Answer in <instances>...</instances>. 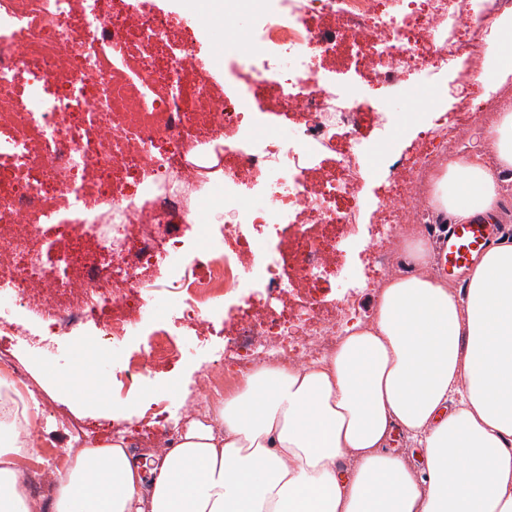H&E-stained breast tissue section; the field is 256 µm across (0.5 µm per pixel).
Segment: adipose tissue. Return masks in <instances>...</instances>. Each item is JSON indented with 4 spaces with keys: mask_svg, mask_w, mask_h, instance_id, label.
<instances>
[{
    "mask_svg": "<svg viewBox=\"0 0 512 512\" xmlns=\"http://www.w3.org/2000/svg\"><path fill=\"white\" fill-rule=\"evenodd\" d=\"M497 196L476 154L434 176L430 204L457 222ZM402 249L411 273L331 354L260 365L212 423L144 461L121 437L80 449L53 470L49 511L19 465L34 447L27 406L0 376V512H512V243L459 290L431 273L423 240ZM396 425L423 446L422 471L384 454Z\"/></svg>",
    "mask_w": 512,
    "mask_h": 512,
    "instance_id": "1",
    "label": "adipose tissue"
}]
</instances>
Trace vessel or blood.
<instances>
[{
	"mask_svg": "<svg viewBox=\"0 0 512 512\" xmlns=\"http://www.w3.org/2000/svg\"><path fill=\"white\" fill-rule=\"evenodd\" d=\"M498 234V224L480 215L447 224L438 238L440 276L460 281L469 278Z\"/></svg>",
	"mask_w": 512,
	"mask_h": 512,
	"instance_id": "b4317fda",
	"label": "vessel or blood"
}]
</instances>
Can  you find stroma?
Masks as SVG:
<instances>
[{
    "instance_id": "1",
    "label": "stroma",
    "mask_w": 512,
    "mask_h": 512,
    "mask_svg": "<svg viewBox=\"0 0 512 512\" xmlns=\"http://www.w3.org/2000/svg\"><path fill=\"white\" fill-rule=\"evenodd\" d=\"M251 27V12L246 8L226 11L222 24L216 26L205 20L198 23L189 67H197L199 58L211 51L214 40L223 39L224 60L210 75L228 95L240 94L244 86L241 66L251 49ZM388 68L385 59L371 62L353 57L331 74L336 82L357 87L360 103L380 112L395 113L398 122L387 132L374 126L359 128V135L372 145L373 152L365 161L363 187L355 200L358 222L339 238L335 252L329 255L328 271L299 284L301 292L334 305L346 294L356 295L360 308L349 318L353 324L370 321L379 297L375 283L382 270L374 257L387 227L379 223L378 217L405 202L404 195L395 189L393 164L413 161L424 132L435 125L439 111L456 108L458 100L449 90L466 77L470 63L467 58H460L454 68L424 87V95L431 103L424 110L403 87L380 83V75ZM505 99L512 101V75L491 80L480 90L475 105L486 112L487 118L464 128L460 155L478 152L485 160H492L490 132L499 120L500 103ZM247 106L250 113L274 127L284 139L306 118L302 112L276 111L275 100L269 95L248 98ZM223 194V186L216 183L193 196L195 220L180 229V256L158 260L149 269V276H178L187 258L201 250L210 237L220 234L224 227ZM265 295V286L253 283L226 296L222 314L214 319L218 335L204 338L198 336L195 326L183 321L179 312L182 294H155L153 314L141 317L137 329L116 345V354L111 358L93 357L84 351L88 335L102 328L103 314L84 319L69 332L55 334L43 327L39 311L15 306L17 336L12 356L21 372L18 387L23 392L35 390L47 398L46 405L29 410L38 439L33 456L23 458V465L31 468L44 464L49 453L65 456L77 450L74 439L57 425L60 417L86 421L98 440L124 435L133 454L145 455L163 442L168 428L177 426L187 405L203 402L216 352H223L228 360L247 356L248 347L234 336L237 322L248 298ZM160 332L167 333L180 348L179 356L173 360L158 362L147 358ZM132 360L141 362L140 371L126 372V365Z\"/></svg>"
}]
</instances>
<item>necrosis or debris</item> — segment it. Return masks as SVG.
Returning <instances> with one entry per match:
<instances>
[{
    "label": "necrosis or debris",
    "mask_w": 512,
    "mask_h": 512,
    "mask_svg": "<svg viewBox=\"0 0 512 512\" xmlns=\"http://www.w3.org/2000/svg\"><path fill=\"white\" fill-rule=\"evenodd\" d=\"M274 14L255 22L257 43L246 60L247 91L281 88L279 109L303 107L307 120L290 139L246 123L238 97L194 75L181 84L178 75L192 48L191 34L179 19L147 9L143 0H115L112 14L77 6L75 0H0V278L12 301L31 297L35 286L64 289L67 277L46 267L47 231L65 210L94 209L77 241L61 247L65 269L80 268L83 294L76 301L48 308L43 321L52 329H70L99 306L112 315L103 335L91 336L93 353L112 352L130 335L131 302H144L160 288L183 292L181 314L201 335L214 327L205 314L216 303L215 287L232 293L255 281L267 282L271 300L259 305L254 319L241 326L245 336H268L280 325L276 300L287 292L273 264L254 262L248 254L200 250L180 277L160 283L144 270L176 243L180 225L193 212L182 174L193 170L196 189L209 186L214 173L224 176V211L234 217L224 227L230 241L243 224H281L293 203L314 213L320 224H353L354 209L340 200L356 197L364 182L366 142L351 136L334 172L318 186L308 184L314 156L331 152L337 126L358 120L386 127L382 113L365 109L355 89L328 79L320 60L336 43L317 32V14L340 16L356 29L372 53L388 56L383 83L419 75L429 81L461 55L478 60L494 40L471 32L485 16L465 9V0H275ZM454 21L453 36L441 35ZM167 46L166 60L155 56ZM476 119L469 105L455 111L452 123H439L424 134L419 168L431 154L457 148L461 129ZM244 129V146H226L225 131ZM169 144L160 152V144ZM136 172L145 193L135 202L127 192L129 172ZM251 175L277 200L276 206L239 208L241 177ZM406 207L382 216L393 232L415 224L422 234L435 219L422 183H407ZM111 254V265L84 252L80 239ZM63 268V269H64ZM355 298L329 310L316 297L297 303L306 331L300 339L279 342L275 357L305 363L322 358L344 333Z\"/></svg>",
    "instance_id": "obj_1"
}]
</instances>
